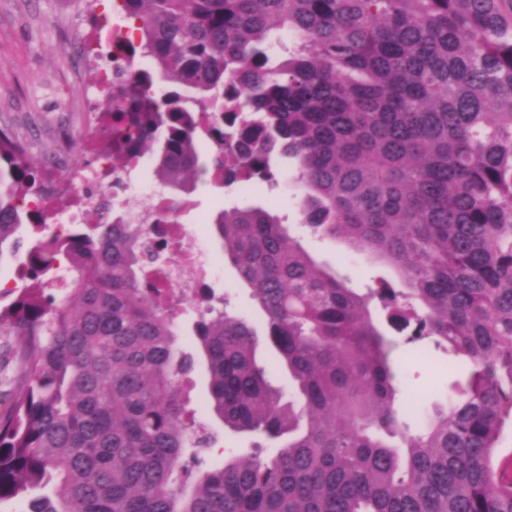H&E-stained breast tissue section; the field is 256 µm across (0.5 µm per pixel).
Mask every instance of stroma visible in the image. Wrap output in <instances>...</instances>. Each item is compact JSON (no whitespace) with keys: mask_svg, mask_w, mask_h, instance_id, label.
Here are the masks:
<instances>
[{"mask_svg":"<svg viewBox=\"0 0 512 512\" xmlns=\"http://www.w3.org/2000/svg\"><path fill=\"white\" fill-rule=\"evenodd\" d=\"M88 40L99 42L101 63L110 65L107 30L92 27L71 0H0V127L10 128L25 142L32 162L46 165L63 177L75 173L90 176L95 163L88 144L103 132L102 122L91 126L85 122L87 97L97 85L95 69L81 60V44ZM279 168L284 176L274 186L261 183L249 192L237 185L199 188L191 197L190 210L181 217L189 232L206 243L211 261L207 267L187 265L185 279L203 281L228 299L230 312L257 327L262 321L253 309L248 289L236 269L225 261L208 219L225 207L261 206L296 223L300 190L290 179L293 167L283 161ZM38 237L36 227L23 225L17 233L16 257L0 261V306L10 304L25 287L19 265ZM303 244L318 262L329 264L347 278L350 287L364 290L376 287L381 279L393 284L398 281L392 266L349 252L340 241L307 233ZM377 321L386 336L397 342L392 360L405 377L406 401L428 407L447 396L455 380L448 372L447 353L425 342L398 341V332L388 323L385 310H378ZM182 385L198 423L219 434L215 448L206 454L208 463H223L225 457L249 448V436L227 431L211 417L203 372L192 373Z\"/></svg>","mask_w":512,"mask_h":512,"instance_id":"1","label":"stroma"}]
</instances>
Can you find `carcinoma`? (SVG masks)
<instances>
[{
    "mask_svg": "<svg viewBox=\"0 0 512 512\" xmlns=\"http://www.w3.org/2000/svg\"><path fill=\"white\" fill-rule=\"evenodd\" d=\"M149 58L139 94L106 112L114 136L147 127L160 185L178 207L151 214L154 248L125 201L94 224L52 232L21 268L34 281L0 307V355L13 364L0 411V502L28 512H512V0H117ZM272 31L296 47L269 66ZM291 161L299 223L395 267L362 295L318 264L279 216L223 209L224 257L263 313L260 335L201 292L194 336L208 401L235 433L286 438L264 459H224L191 483L182 464L217 442L194 427L180 380L170 288L158 265L205 182L272 180ZM0 260L24 224L47 226L39 167L0 128ZM434 339L466 358L455 397L410 431L395 342ZM265 344L296 399L256 359Z\"/></svg>",
    "mask_w": 512,
    "mask_h": 512,
    "instance_id": "1",
    "label": "carcinoma"
}]
</instances>
